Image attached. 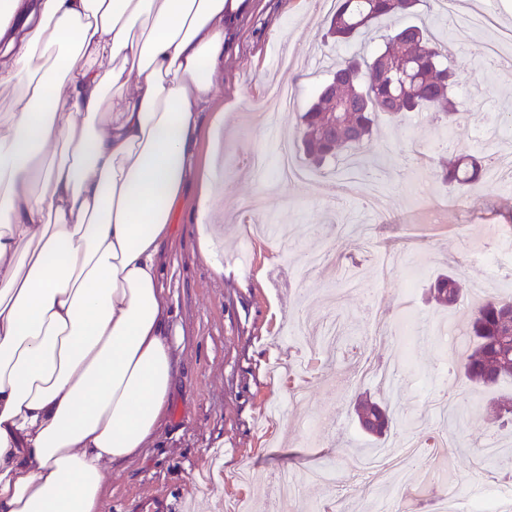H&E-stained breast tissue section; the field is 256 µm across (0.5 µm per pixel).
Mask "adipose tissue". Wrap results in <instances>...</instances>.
I'll use <instances>...</instances> for the list:
<instances>
[{
    "mask_svg": "<svg viewBox=\"0 0 512 512\" xmlns=\"http://www.w3.org/2000/svg\"><path fill=\"white\" fill-rule=\"evenodd\" d=\"M246 0H0V512H100L174 384L159 250Z\"/></svg>",
    "mask_w": 512,
    "mask_h": 512,
    "instance_id": "obj_1",
    "label": "adipose tissue"
}]
</instances>
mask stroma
<instances>
[{
	"instance_id": "obj_1",
	"label": "stroma",
	"mask_w": 512,
	"mask_h": 512,
	"mask_svg": "<svg viewBox=\"0 0 512 512\" xmlns=\"http://www.w3.org/2000/svg\"><path fill=\"white\" fill-rule=\"evenodd\" d=\"M330 12L321 0H248L227 34L224 67L213 77L193 146L203 161L212 120L223 113L214 222L224 268L199 251L193 226L200 188L188 180L180 219L160 254L171 332L182 338L175 384L149 448L108 467L102 512L153 497L170 512H428L438 489L422 463L397 483L385 472L358 474L348 466L360 448L401 454L405 436L417 430L447 434L461 499L503 480L478 449L493 440L512 445V437L489 426L488 392H458L462 350L382 339L374 321L407 309L412 329L432 330L443 320L456 326L468 303L448 309L429 298L431 281L449 268L466 290L482 282L512 296V271L499 274L471 258L487 243L512 247V188L452 192L434 174L449 147L484 153L505 132L497 115L512 106V74L489 70L485 52L498 30L512 29V0H458L450 12L439 0L420 7L439 41L470 26L450 62L463 78L459 96L477 95L478 103L447 142L434 137L433 114L380 118L373 146L390 147L392 162L365 176L385 192L378 217L364 213V192L341 202L321 194L319 182L335 179V162L302 163L306 184L279 173V146L285 141L298 151L299 116L332 62L374 51L386 32L381 24L365 40L334 43L322 37ZM281 85L293 88L296 106L267 108ZM368 359L397 366L398 382L373 377L342 389ZM362 394L396 417L380 442L358 426L354 402ZM446 408L467 415L447 424ZM283 471L300 487L285 501L276 486Z\"/></svg>"
}]
</instances>
